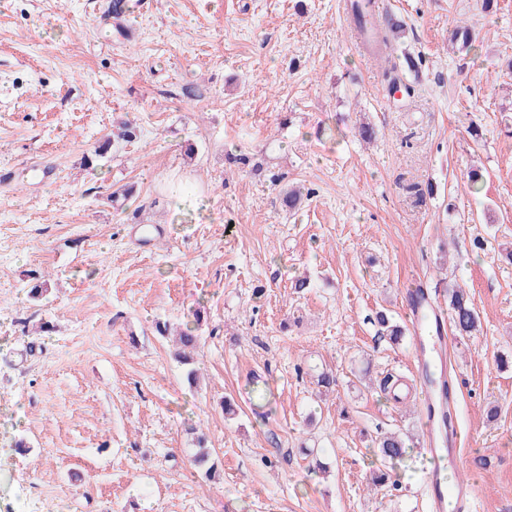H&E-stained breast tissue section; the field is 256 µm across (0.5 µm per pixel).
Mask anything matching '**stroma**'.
Masks as SVG:
<instances>
[{
    "instance_id": "stroma-1",
    "label": "stroma",
    "mask_w": 512,
    "mask_h": 512,
    "mask_svg": "<svg viewBox=\"0 0 512 512\" xmlns=\"http://www.w3.org/2000/svg\"><path fill=\"white\" fill-rule=\"evenodd\" d=\"M110 2L0 0V512H427L420 398L378 388L413 379L415 342L375 315L409 326L416 288L444 311L452 284L481 319L449 339L458 475L512 512V0H385L421 60L401 98L347 0H147L120 23ZM126 120L138 138L95 158ZM196 309L191 386L155 324ZM387 431L413 447L377 490ZM206 436L202 431L196 437L198 451L193 456L194 465L204 471L207 478H215L217 473V465L211 458L210 450L206 447Z\"/></svg>"
}]
</instances>
